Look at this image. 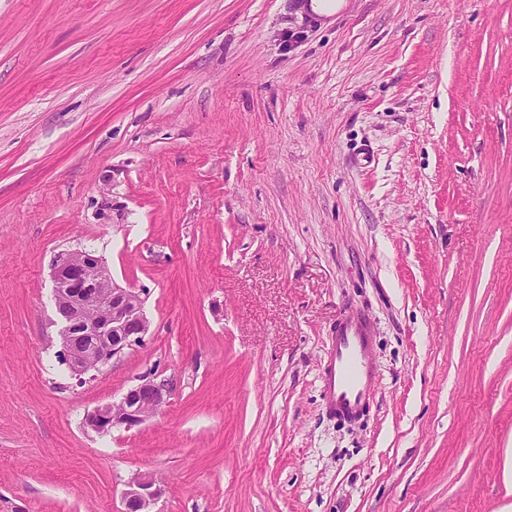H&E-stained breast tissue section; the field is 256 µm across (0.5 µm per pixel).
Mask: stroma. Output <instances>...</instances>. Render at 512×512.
<instances>
[{
  "label": "stroma",
  "mask_w": 512,
  "mask_h": 512,
  "mask_svg": "<svg viewBox=\"0 0 512 512\" xmlns=\"http://www.w3.org/2000/svg\"><path fill=\"white\" fill-rule=\"evenodd\" d=\"M300 6L0 0V512H121L137 473L157 512H512V0ZM78 247L152 321L82 381ZM352 310L378 375L340 423ZM152 371L162 412L86 426ZM373 336L371 321L358 312L344 315L336 326L335 347L322 380L325 410L337 419H357L374 394Z\"/></svg>",
  "instance_id": "obj_1"
}]
</instances>
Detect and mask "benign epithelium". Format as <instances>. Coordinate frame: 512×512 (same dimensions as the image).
Returning <instances> with one entry per match:
<instances>
[{
    "mask_svg": "<svg viewBox=\"0 0 512 512\" xmlns=\"http://www.w3.org/2000/svg\"><path fill=\"white\" fill-rule=\"evenodd\" d=\"M52 279L60 343L73 376L98 371L144 343L151 322L141 292L119 284L102 257L85 248L63 253L54 264ZM173 394L172 379L145 374L119 400L96 407L89 427L101 433L120 427L130 430L160 413ZM162 494L158 479L136 474L126 482L123 512H154Z\"/></svg>",
    "mask_w": 512,
    "mask_h": 512,
    "instance_id": "benign-epithelium-1",
    "label": "benign epithelium"
}]
</instances>
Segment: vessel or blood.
I'll return each mask as SVG.
<instances>
[{"mask_svg": "<svg viewBox=\"0 0 512 512\" xmlns=\"http://www.w3.org/2000/svg\"><path fill=\"white\" fill-rule=\"evenodd\" d=\"M373 336L371 321L357 312L344 315L336 326L335 347L322 380L325 410L337 419H357L374 394Z\"/></svg>", "mask_w": 512, "mask_h": 512, "instance_id": "b4317fda", "label": "vessel or blood"}]
</instances>
